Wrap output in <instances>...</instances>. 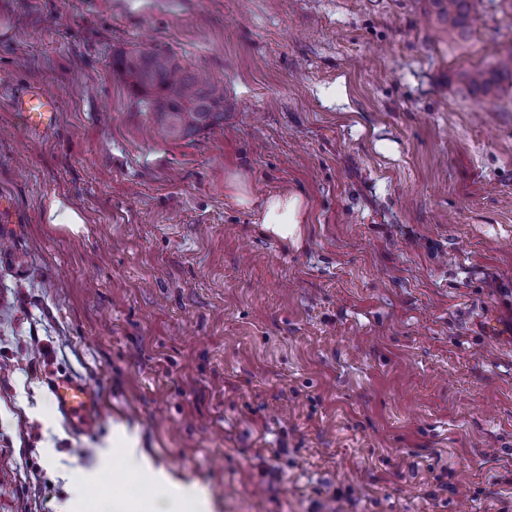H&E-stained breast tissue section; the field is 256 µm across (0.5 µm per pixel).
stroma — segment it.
I'll use <instances>...</instances> for the list:
<instances>
[{
  "instance_id": "35a3bbf8",
  "label": "stroma",
  "mask_w": 512,
  "mask_h": 512,
  "mask_svg": "<svg viewBox=\"0 0 512 512\" xmlns=\"http://www.w3.org/2000/svg\"><path fill=\"white\" fill-rule=\"evenodd\" d=\"M429 0H0V512L166 493L100 470L116 427L211 512H512V47ZM160 48L224 88V120L153 132L113 69ZM58 102L30 132L11 95ZM302 193L278 245L235 202ZM61 199L82 219L48 222ZM97 393L58 413L50 376ZM437 19L448 23V31L457 30L460 34L468 32L473 20L471 0H431ZM505 78L512 83V47L508 48L504 54H500L489 67L466 70L461 73V79L474 91L482 94L488 103H492L499 83ZM57 409L66 420L80 429L92 425L98 415L96 394L76 377H56L50 381Z\"/></svg>"
}]
</instances>
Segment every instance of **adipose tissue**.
I'll use <instances>...</instances> for the list:
<instances>
[{
  "instance_id": "obj_1",
  "label": "adipose tissue",
  "mask_w": 512,
  "mask_h": 512,
  "mask_svg": "<svg viewBox=\"0 0 512 512\" xmlns=\"http://www.w3.org/2000/svg\"><path fill=\"white\" fill-rule=\"evenodd\" d=\"M230 189L238 204L252 210L256 223L280 240L295 239L300 225L308 221L307 202L301 193H274L257 198L237 177L231 180Z\"/></svg>"
}]
</instances>
